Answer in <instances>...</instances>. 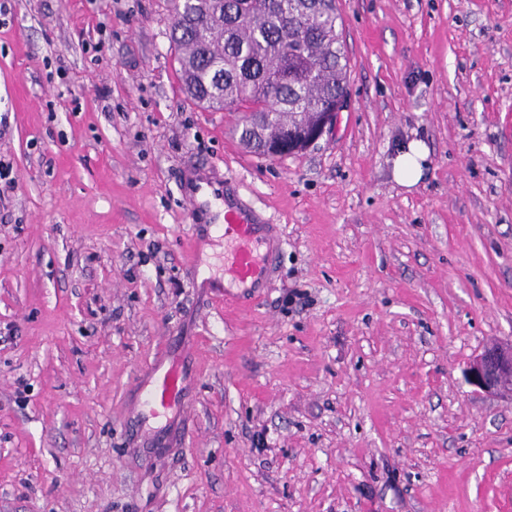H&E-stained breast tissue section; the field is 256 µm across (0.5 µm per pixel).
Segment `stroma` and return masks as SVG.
<instances>
[{
  "instance_id": "stroma-1",
  "label": "stroma",
  "mask_w": 512,
  "mask_h": 512,
  "mask_svg": "<svg viewBox=\"0 0 512 512\" xmlns=\"http://www.w3.org/2000/svg\"><path fill=\"white\" fill-rule=\"evenodd\" d=\"M338 8L335 129L268 158L186 101L167 0H0V512H512V398L465 379L512 340V0ZM199 170L282 231L258 300L187 259ZM429 156L426 144L419 139H411L393 159V178L403 187L416 186L424 175ZM184 382V373L179 367V362L169 355H164L152 367L142 403L155 415H165L180 397Z\"/></svg>"
}]
</instances>
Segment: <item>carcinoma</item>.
Here are the masks:
<instances>
[{"label":"carcinoma","instance_id":"1","mask_svg":"<svg viewBox=\"0 0 512 512\" xmlns=\"http://www.w3.org/2000/svg\"><path fill=\"white\" fill-rule=\"evenodd\" d=\"M187 99L243 113L240 141L263 156L308 134L347 93L336 0H167Z\"/></svg>","mask_w":512,"mask_h":512}]
</instances>
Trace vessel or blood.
I'll return each instance as SVG.
<instances>
[{"label": "vessel or blood", "instance_id": "obj_1", "mask_svg": "<svg viewBox=\"0 0 512 512\" xmlns=\"http://www.w3.org/2000/svg\"><path fill=\"white\" fill-rule=\"evenodd\" d=\"M224 200L223 180L201 173L189 197L192 210ZM220 229L224 236L225 296L253 295L269 283L284 239L277 225L251 210L228 208ZM184 373L177 360L161 357L152 367L143 403L155 415L168 412L184 389Z\"/></svg>", "mask_w": 512, "mask_h": 512}]
</instances>
